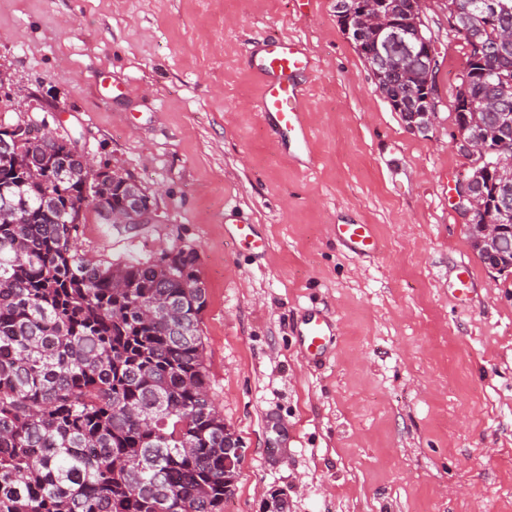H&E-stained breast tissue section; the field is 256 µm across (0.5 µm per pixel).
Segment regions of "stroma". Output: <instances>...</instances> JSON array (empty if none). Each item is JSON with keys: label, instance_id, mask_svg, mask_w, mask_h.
I'll use <instances>...</instances> for the list:
<instances>
[{"label": "stroma", "instance_id": "obj_1", "mask_svg": "<svg viewBox=\"0 0 512 512\" xmlns=\"http://www.w3.org/2000/svg\"><path fill=\"white\" fill-rule=\"evenodd\" d=\"M424 20L438 107L413 132L336 0H0V122L77 139L151 198L148 224L87 209L82 251L198 255L211 396L243 444L224 512H260L273 488L288 512H512V274L480 260L451 198L469 165L453 120L466 55L445 0H426ZM270 35L314 62L298 78L303 153L257 112ZM230 224L266 250L231 240ZM336 224L372 225L380 252L352 253ZM315 312L337 329L317 362L299 336Z\"/></svg>", "mask_w": 512, "mask_h": 512}]
</instances>
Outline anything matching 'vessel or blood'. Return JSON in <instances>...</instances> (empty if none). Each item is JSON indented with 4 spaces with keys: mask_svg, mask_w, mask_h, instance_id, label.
Instances as JSON below:
<instances>
[{
    "mask_svg": "<svg viewBox=\"0 0 512 512\" xmlns=\"http://www.w3.org/2000/svg\"><path fill=\"white\" fill-rule=\"evenodd\" d=\"M310 67L309 57L296 41L277 37L265 43L257 110L262 117L274 121L279 133L293 137L303 150L309 146V133L303 121L296 79ZM333 233L355 253L371 254L378 249L371 225L338 224ZM300 334L306 351L319 356L333 344L336 326L328 317L313 314L304 321Z\"/></svg>",
    "mask_w": 512,
    "mask_h": 512,
    "instance_id": "1",
    "label": "vessel or blood"
}]
</instances>
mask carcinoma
Listing matches in <instances>:
<instances>
[{
  "instance_id": "obj_1",
  "label": "carcinoma",
  "mask_w": 512,
  "mask_h": 512,
  "mask_svg": "<svg viewBox=\"0 0 512 512\" xmlns=\"http://www.w3.org/2000/svg\"><path fill=\"white\" fill-rule=\"evenodd\" d=\"M469 11L448 0L467 55L454 124L495 133L512 113V0ZM374 69L402 101L420 93L418 59L398 74L402 40L389 35ZM489 69L499 79L483 80ZM98 182L75 145L0 129V512H223L224 417L209 396L201 337L207 293L193 249L154 262L93 261L76 246L88 203L126 199ZM483 220L501 221V177H483Z\"/></svg>"
}]
</instances>
